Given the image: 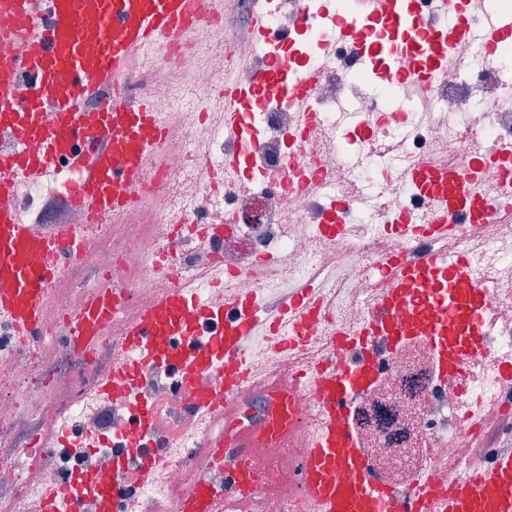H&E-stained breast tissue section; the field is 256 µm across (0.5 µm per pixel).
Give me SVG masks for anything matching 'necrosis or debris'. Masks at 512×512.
<instances>
[{
    "instance_id": "obj_1",
    "label": "necrosis or debris",
    "mask_w": 512,
    "mask_h": 512,
    "mask_svg": "<svg viewBox=\"0 0 512 512\" xmlns=\"http://www.w3.org/2000/svg\"><path fill=\"white\" fill-rule=\"evenodd\" d=\"M301 0H227L223 16L204 18L197 35L177 48L160 47L151 67L130 81L131 95L151 96L168 125V152L151 173L145 203L117 220L100 215L87 257L69 267L68 284L43 311L35 346L15 341L0 322V512H44V490L61 481L63 463L43 445L46 433L78 429L74 450L87 466L112 471V433L141 402L155 409L154 440L141 457L162 460L153 474L129 470L136 489L123 512H180L183 494L208 475L224 512H298L301 449L281 445L249 458L257 485L233 484L238 458L230 430L197 398L195 387L162 370L148 371L124 393H97L99 369L125 362L129 353L112 334L80 348L73 320L93 289L111 288L122 303L121 323L160 291L157 266L170 264L174 283L211 299L246 296L261 316L276 317L291 294L316 289L323 306L307 336L281 348L258 334L245 346L251 376L237 387L239 422L261 428L266 406L259 383L280 375L295 380V417L316 437L324 411L316 397L327 366L353 353L336 346L337 334L355 335L381 293L392 260L436 254L469 259L470 275L486 291L485 346L466 360L467 377L442 374L427 334L406 337L374 353L373 385L352 400L353 440L389 497L383 512L411 490L444 494L475 472L477 445L484 463L512 453V428L488 441L485 426L512 415V384L501 376L512 360V178L485 168L469 184L489 201L492 224L457 219V232H427L435 199L407 182L408 162L431 157L459 165L512 148V47L478 48L479 62L465 72L447 70L428 84L391 80L368 90L354 45L337 48L330 71L312 93L314 119L301 116L288 97L257 101L236 130L224 128L223 103L214 90L225 75L241 82L236 60L271 64L274 41L299 26ZM264 10L270 44L238 33L224 38L241 10ZM15 201L35 224H84L85 215L48 191L40 177L23 182ZM415 228L393 232L402 215ZM224 227L220 243L212 225ZM51 389V398L21 408L22 394Z\"/></svg>"
}]
</instances>
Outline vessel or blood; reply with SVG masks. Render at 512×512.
Segmentation results:
<instances>
[{"instance_id": "obj_1", "label": "vessel or blood", "mask_w": 512, "mask_h": 512, "mask_svg": "<svg viewBox=\"0 0 512 512\" xmlns=\"http://www.w3.org/2000/svg\"><path fill=\"white\" fill-rule=\"evenodd\" d=\"M439 6L454 17L453 25L441 31L417 18L415 0H350L347 16L333 18L325 37L360 44L377 77L399 73L407 82L421 81L469 60V0H439ZM223 7L224 0H48L40 13L31 11L29 0H0V136L11 142L10 150L0 152V317L17 335L39 327L45 303L65 285L64 267L85 257L94 241L88 226L64 230L21 223L13 197L17 185L35 174L57 179L63 196L88 214H124L141 199L165 136L152 104L129 99L123 79L160 44L189 41L206 13ZM21 79L31 86L25 99L16 93ZM320 80L319 72L304 69L299 50L276 69L253 70L250 84L226 77L221 88L225 120L236 122L256 91H288L302 110H309ZM407 175L450 211L491 223L490 204L457 192L456 172L448 165L421 162L409 166ZM392 268L355 339L357 358L324 374L319 400L326 422L303 455L304 503L310 512H381L384 494L367 462L349 446L345 409L373 378V345L383 338L398 342L400 332L391 326L394 313L411 308L416 293L429 294L431 303L421 313L439 327L435 345L442 368L463 372L468 352L485 344L481 322L487 296L472 283L465 257L447 264L429 254L411 262L396 260ZM119 305L111 294L97 295L76 320L79 335H101ZM288 309L284 321L270 326L272 335H304L321 311L311 289L296 295ZM258 319L243 297L224 307L177 287L167 289L124 324L120 339L134 356L118 371L104 374L100 387L122 389L146 361L163 364L191 383L214 375V384L201 396L225 425L235 428L240 454L278 447L296 433L294 381L276 386L277 409L265 433L236 428L240 406L234 389L246 371L244 345ZM344 471L350 481L340 480ZM181 512H221L206 478H198ZM399 512H512V455L481 466L442 499L406 494Z\"/></svg>"}]
</instances>
